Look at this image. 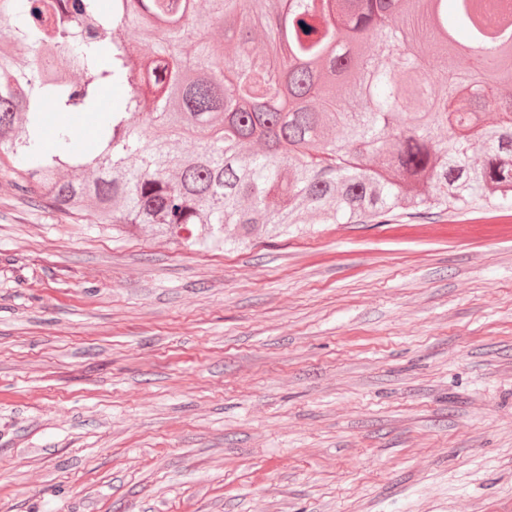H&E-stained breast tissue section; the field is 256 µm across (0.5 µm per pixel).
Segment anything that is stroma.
I'll return each instance as SVG.
<instances>
[{
	"label": "stroma",
	"instance_id": "35a3bbf8",
	"mask_svg": "<svg viewBox=\"0 0 512 512\" xmlns=\"http://www.w3.org/2000/svg\"><path fill=\"white\" fill-rule=\"evenodd\" d=\"M0 512H512V211L189 250L0 176Z\"/></svg>",
	"mask_w": 512,
	"mask_h": 512
}]
</instances>
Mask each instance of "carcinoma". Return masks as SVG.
Returning a JSON list of instances; mask_svg holds the SVG:
<instances>
[{
    "mask_svg": "<svg viewBox=\"0 0 512 512\" xmlns=\"http://www.w3.org/2000/svg\"><path fill=\"white\" fill-rule=\"evenodd\" d=\"M506 25L512 0H0V173L77 221L202 249L262 226L511 211L512 55L448 61ZM224 26L230 57L213 38ZM107 87L127 92L105 104ZM285 94L295 106L271 108Z\"/></svg>",
    "mask_w": 512,
    "mask_h": 512,
    "instance_id": "cac0c4a2",
    "label": "carcinoma"
}]
</instances>
